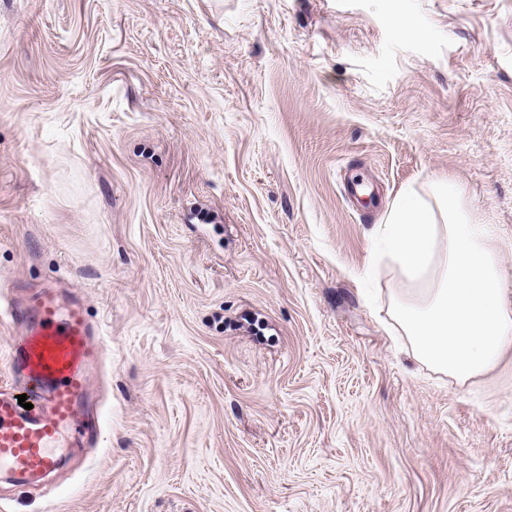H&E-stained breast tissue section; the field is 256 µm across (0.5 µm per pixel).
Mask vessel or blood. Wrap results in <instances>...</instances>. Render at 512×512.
I'll return each mask as SVG.
<instances>
[{
	"instance_id": "1",
	"label": "vessel or blood",
	"mask_w": 512,
	"mask_h": 512,
	"mask_svg": "<svg viewBox=\"0 0 512 512\" xmlns=\"http://www.w3.org/2000/svg\"><path fill=\"white\" fill-rule=\"evenodd\" d=\"M0 320L22 329L8 354L24 381L19 393L0 388V476L29 486L59 466L80 430L90 369L105 344L85 305L55 288L16 286L0 302Z\"/></svg>"
}]
</instances>
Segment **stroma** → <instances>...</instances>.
Here are the masks:
<instances>
[{
    "instance_id": "1",
    "label": "stroma",
    "mask_w": 512,
    "mask_h": 512,
    "mask_svg": "<svg viewBox=\"0 0 512 512\" xmlns=\"http://www.w3.org/2000/svg\"><path fill=\"white\" fill-rule=\"evenodd\" d=\"M440 179L512 304V0H0V294L108 346L0 512H512V346L462 387L387 315Z\"/></svg>"
}]
</instances>
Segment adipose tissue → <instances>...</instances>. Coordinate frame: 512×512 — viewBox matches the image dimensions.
<instances>
[{
	"label": "adipose tissue",
	"mask_w": 512,
	"mask_h": 512,
	"mask_svg": "<svg viewBox=\"0 0 512 512\" xmlns=\"http://www.w3.org/2000/svg\"><path fill=\"white\" fill-rule=\"evenodd\" d=\"M436 187L431 206L405 191L377 235L405 282L390 295L396 329L415 361L463 385L512 345V305L486 225L463 207L454 183Z\"/></svg>",
	"instance_id": "obj_1"
}]
</instances>
